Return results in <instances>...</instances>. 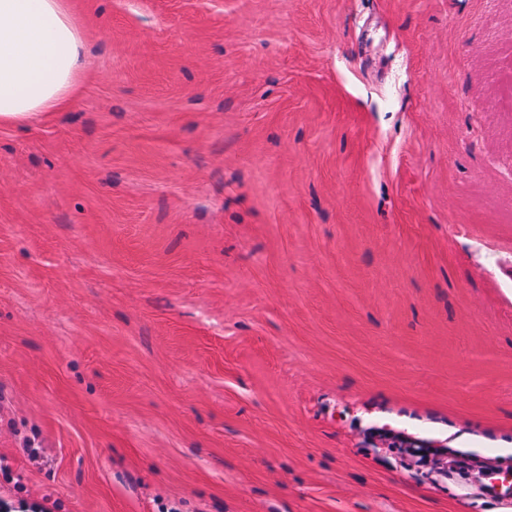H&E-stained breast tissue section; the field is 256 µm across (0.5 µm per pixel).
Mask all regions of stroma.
I'll return each mask as SVG.
<instances>
[{"mask_svg": "<svg viewBox=\"0 0 512 512\" xmlns=\"http://www.w3.org/2000/svg\"><path fill=\"white\" fill-rule=\"evenodd\" d=\"M72 5L0 126V498L512 512V0Z\"/></svg>", "mask_w": 512, "mask_h": 512, "instance_id": "35a3bbf8", "label": "stroma"}]
</instances>
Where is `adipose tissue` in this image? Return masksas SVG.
<instances>
[{"instance_id":"1","label":"adipose tissue","mask_w":512,"mask_h":512,"mask_svg":"<svg viewBox=\"0 0 512 512\" xmlns=\"http://www.w3.org/2000/svg\"><path fill=\"white\" fill-rule=\"evenodd\" d=\"M86 75L71 0H0V125L66 111Z\"/></svg>"}]
</instances>
